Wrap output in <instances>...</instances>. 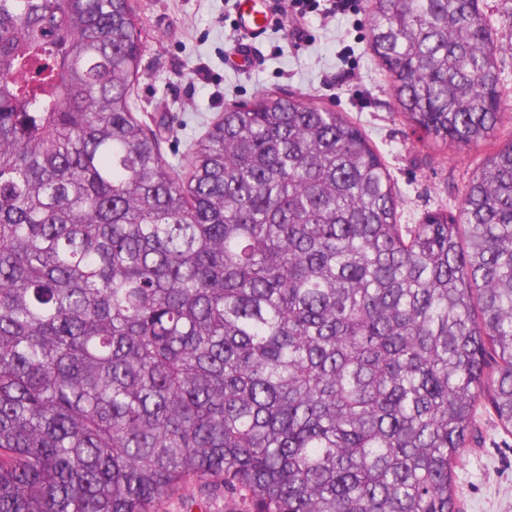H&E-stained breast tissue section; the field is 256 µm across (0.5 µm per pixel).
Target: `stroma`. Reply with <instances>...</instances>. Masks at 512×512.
Instances as JSON below:
<instances>
[{"instance_id": "35a3bbf8", "label": "stroma", "mask_w": 512, "mask_h": 512, "mask_svg": "<svg viewBox=\"0 0 512 512\" xmlns=\"http://www.w3.org/2000/svg\"><path fill=\"white\" fill-rule=\"evenodd\" d=\"M329 20L317 14L294 20L251 42V65L238 62L234 32L224 21L231 0H133L142 24L140 112L174 118L164 154L180 160L190 141L206 132L225 107L281 92L347 113L383 156L400 194V221L455 208L469 174L512 140V108L495 136L481 145L436 146L413 134L397 112L395 93L369 50L368 0H356ZM498 44L500 88L512 101V0H482ZM479 435L453 470L461 512H512V434L480 412ZM241 496L190 484L164 498L160 512H248Z\"/></svg>"}]
</instances>
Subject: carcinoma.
Masks as SVG:
<instances>
[{
  "label": "carcinoma",
  "instance_id": "obj_1",
  "mask_svg": "<svg viewBox=\"0 0 512 512\" xmlns=\"http://www.w3.org/2000/svg\"><path fill=\"white\" fill-rule=\"evenodd\" d=\"M480 2L369 0L429 142L502 124ZM139 56L131 0H0V512H459L479 408L512 434V141L401 224L361 128L291 96L169 162ZM197 505H203L200 510ZM249 502L242 496L212 491L207 485L189 484L164 498L160 512H248Z\"/></svg>",
  "mask_w": 512,
  "mask_h": 512
}]
</instances>
